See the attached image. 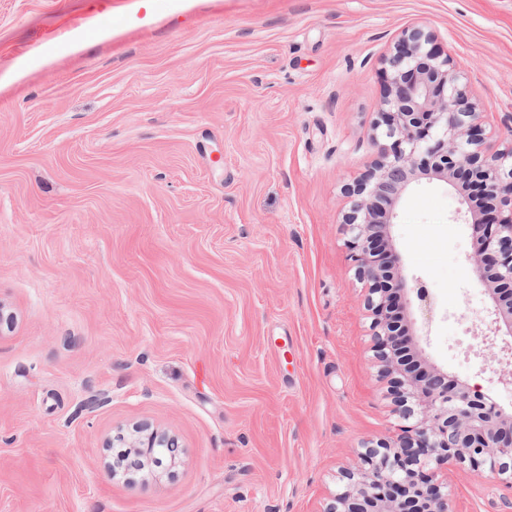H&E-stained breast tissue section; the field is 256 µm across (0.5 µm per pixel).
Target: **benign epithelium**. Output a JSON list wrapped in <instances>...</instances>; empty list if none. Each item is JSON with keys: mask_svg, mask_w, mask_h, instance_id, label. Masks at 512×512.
I'll use <instances>...</instances> for the list:
<instances>
[{"mask_svg": "<svg viewBox=\"0 0 512 512\" xmlns=\"http://www.w3.org/2000/svg\"><path fill=\"white\" fill-rule=\"evenodd\" d=\"M384 91L372 123L376 157L346 185L347 248L366 284L374 358L403 422L394 441L360 453L342 472V490L322 512H453L448 470L468 467L512 486V414L491 396L427 364L415 341L428 323L431 295L403 275L390 226L408 192L424 181L456 191L476 241L473 261L487 288V315L472 326L490 355L512 346V139L484 124L470 78L421 27L403 29L383 59ZM484 201L472 203L473 196ZM149 427L133 448L170 445Z\"/></svg>", "mask_w": 512, "mask_h": 512, "instance_id": "1", "label": "benign epithelium"}]
</instances>
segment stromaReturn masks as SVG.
I'll return each instance as SVG.
<instances>
[{"label": "stroma", "instance_id": "obj_1", "mask_svg": "<svg viewBox=\"0 0 512 512\" xmlns=\"http://www.w3.org/2000/svg\"><path fill=\"white\" fill-rule=\"evenodd\" d=\"M0 0V512H323L396 439L343 187L381 61L432 30L512 136V0ZM458 195L392 235L436 303L428 360L512 410L473 322ZM141 424L175 464L113 477ZM453 512H512L460 468Z\"/></svg>", "mask_w": 512, "mask_h": 512}]
</instances>
